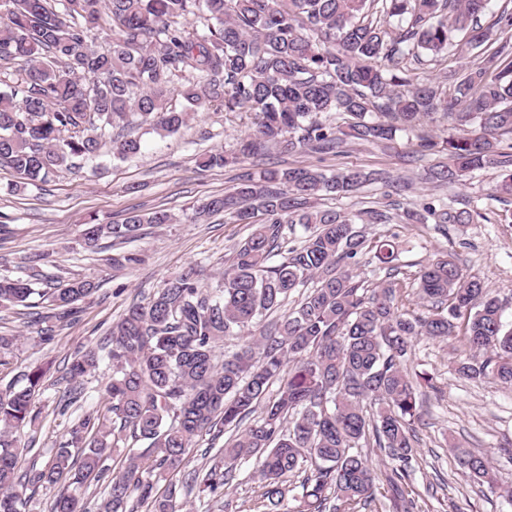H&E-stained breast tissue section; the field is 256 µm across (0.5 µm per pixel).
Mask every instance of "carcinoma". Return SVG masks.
I'll use <instances>...</instances> for the list:
<instances>
[{
	"label": "carcinoma",
	"instance_id": "obj_1",
	"mask_svg": "<svg viewBox=\"0 0 512 512\" xmlns=\"http://www.w3.org/2000/svg\"><path fill=\"white\" fill-rule=\"evenodd\" d=\"M376 0H0V167L20 186L46 182L100 155L105 138L132 121L159 136L178 132L193 107L217 104L251 112L252 127L237 150L212 152L198 167H232L276 147L282 153H337L347 140L383 145L397 133L415 136L418 159L448 153L449 164L427 180L453 185L495 168L501 181L488 196H512V0H502L492 27L480 22L488 0H381L383 20L363 21ZM112 47L94 48L98 35ZM449 89L415 72L427 56L453 48L463 58L484 45ZM443 122L448 136L421 132ZM113 156L140 153L141 140L119 133ZM382 171L325 172L313 167L266 169L238 177L222 195L193 208L189 220L224 215L252 231L238 241L222 282L204 289L190 267L149 298L130 304L112 325L107 354L112 376L102 395L107 413H86L42 468L18 469L16 433L38 417L35 397L46 369L28 385L0 393V512H26L24 491L58 487L51 512H85L77 489L107 476L111 443L146 444L154 468L175 471L195 438L222 436V461L186 486L214 494L241 461L255 459L253 477L271 509L285 501V479L300 473L294 512H357L382 496L393 512H414L410 483L418 419L416 383L407 362L419 336H462L470 351L460 377L512 386V326L484 283L451 259L438 258L417 277V297L447 312L399 310L398 248L371 246L386 271L371 288L356 268L367 239L355 224H387L388 212L347 213L318 207L323 196L348 197L386 181ZM474 209L425 199L403 211L407 224H472ZM165 209L135 211L122 222L91 216L82 238L125 243L145 224H172ZM309 234L286 247V225ZM282 256L278 263L274 258ZM43 278L0 279V304L23 306ZM296 305L268 319L289 297ZM96 289L73 279L45 293L60 323ZM259 332H254V327ZM235 349L219 352L226 341ZM96 352H77L66 372L71 399L84 392ZM277 389H272V386ZM395 462L382 473L362 448ZM459 467L480 486L512 498L490 459L452 446ZM141 455L130 451L112 472L100 512H183L177 490H155Z\"/></svg>",
	"mask_w": 512,
	"mask_h": 512
}]
</instances>
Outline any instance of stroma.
Listing matches in <instances>:
<instances>
[{
  "label": "stroma",
  "mask_w": 512,
  "mask_h": 512,
  "mask_svg": "<svg viewBox=\"0 0 512 512\" xmlns=\"http://www.w3.org/2000/svg\"><path fill=\"white\" fill-rule=\"evenodd\" d=\"M251 113H227L217 107L198 110L188 124L172 136L162 138L138 130L142 149L133 159H113L102 148L94 161L77 172L62 171L48 182L14 191L17 176L0 168V278L25 276L37 267L46 279L36 284L28 306L0 309V335L16 337L7 362L0 365V392L26 385L30 366L49 365L44 386L35 399L41 414L36 431L19 434L20 444L32 451L19 456L20 468L31 463L45 465L55 448L64 442L68 427L86 412L103 409V383L112 374V363L99 354L96 370L88 375L81 399L71 401L61 376L77 350L103 342L113 321L133 301L149 296L165 279L193 267L202 285L217 288L234 243L246 236L250 225L234 224L213 217L199 224L186 222L199 199L224 193L238 175L280 166H310L326 171L347 168L382 170L386 183H373L348 198L326 196L321 207L343 211L384 208L394 203L410 207L419 195L467 201L484 218L475 224H369L368 239L395 240L399 249L397 299L401 310L419 311L415 294L416 276L429 260L450 256L464 273L482 280L498 295L503 320L512 326V223L501 217L512 212V196L492 199L488 189L500 179L497 170L473 172L463 184L436 186L424 182V164L410 161L414 138L398 134L383 146L347 143L341 153L312 152L282 154L245 160L234 168L201 170L200 155L232 150L251 124ZM411 179L410 190L398 189L399 181ZM167 209L175 223L143 225L131 241V250L141 254L140 264L123 269L106 265L117 254L111 240L87 248L82 240L83 223L89 215L113 222L132 210ZM87 278L97 284L94 294L79 302L72 323L55 332L51 341L40 339L42 316L49 313L43 298L49 284ZM464 348L460 342L418 338L407 363L411 373H428L433 388L419 395L420 418L415 423L417 462L412 475L420 495L421 512H512V502L470 481L456 465L447 446L489 454L498 483L512 484V388L497 383H474L460 378L453 362ZM253 461L238 467L236 476L221 496L190 495L189 512H264L262 488L252 479Z\"/></svg>",
  "instance_id": "35a3bbf8"
}]
</instances>
